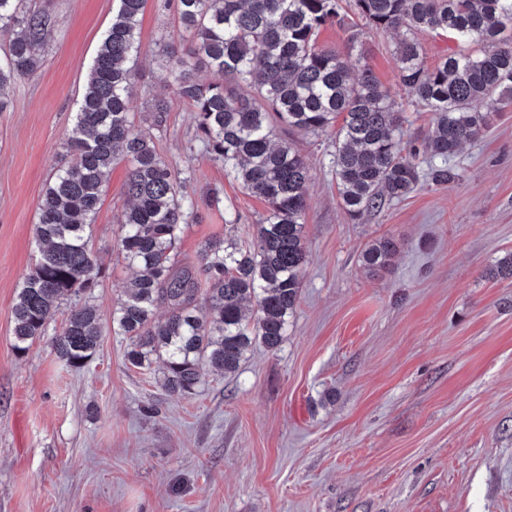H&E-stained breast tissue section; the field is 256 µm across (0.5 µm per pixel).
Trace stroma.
<instances>
[{
	"label": "stroma",
	"instance_id": "1",
	"mask_svg": "<svg viewBox=\"0 0 512 512\" xmlns=\"http://www.w3.org/2000/svg\"><path fill=\"white\" fill-rule=\"evenodd\" d=\"M53 31L33 75L7 89L0 112V512H512V107L449 157L459 177L421 175L406 199L351 219L339 204L331 140L287 139L310 170L308 260L277 352L255 345L230 376L196 395L137 369L112 331L131 278L118 249L125 163L113 166L92 227L104 264L93 303L103 334L93 358L66 366L51 334L13 348L11 309L36 261L45 184L65 158L89 66L118 0H24ZM181 26L166 0H146L132 97L149 129L168 104L159 154L195 171V220L178 245L192 266L209 240L254 241L264 210L202 150L191 108L164 80L165 47ZM395 34L364 36V61L419 146L433 115L399 83ZM232 228H225L226 219ZM399 248L373 273L362 250Z\"/></svg>",
	"mask_w": 512,
	"mask_h": 512
}]
</instances>
